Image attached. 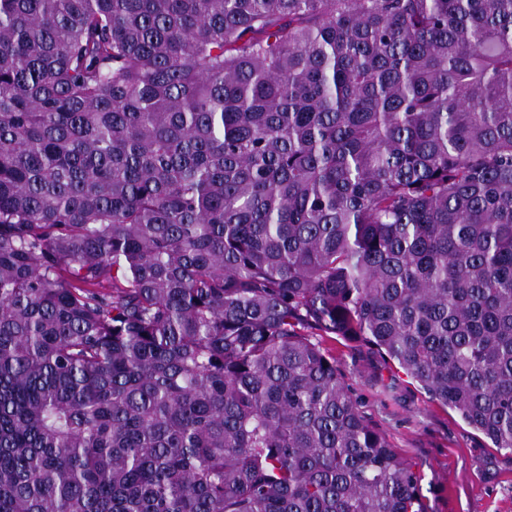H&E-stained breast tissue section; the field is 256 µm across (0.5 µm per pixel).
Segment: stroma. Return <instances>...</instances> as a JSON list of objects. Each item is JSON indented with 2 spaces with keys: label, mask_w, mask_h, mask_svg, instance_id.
Returning a JSON list of instances; mask_svg holds the SVG:
<instances>
[{
  "label": "stroma",
  "mask_w": 512,
  "mask_h": 512,
  "mask_svg": "<svg viewBox=\"0 0 512 512\" xmlns=\"http://www.w3.org/2000/svg\"><path fill=\"white\" fill-rule=\"evenodd\" d=\"M321 342L365 417L421 473L426 512H512V451L491 447L365 345L327 336ZM385 383L395 385L394 397L382 395Z\"/></svg>",
  "instance_id": "35a3bbf8"
}]
</instances>
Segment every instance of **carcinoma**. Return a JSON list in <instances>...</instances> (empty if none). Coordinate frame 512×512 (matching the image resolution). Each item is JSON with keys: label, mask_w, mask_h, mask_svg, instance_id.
I'll use <instances>...</instances> for the list:
<instances>
[{"label": "carcinoma", "mask_w": 512, "mask_h": 512, "mask_svg": "<svg viewBox=\"0 0 512 512\" xmlns=\"http://www.w3.org/2000/svg\"><path fill=\"white\" fill-rule=\"evenodd\" d=\"M313 336L512 450V0H0V512H425Z\"/></svg>", "instance_id": "1"}]
</instances>
